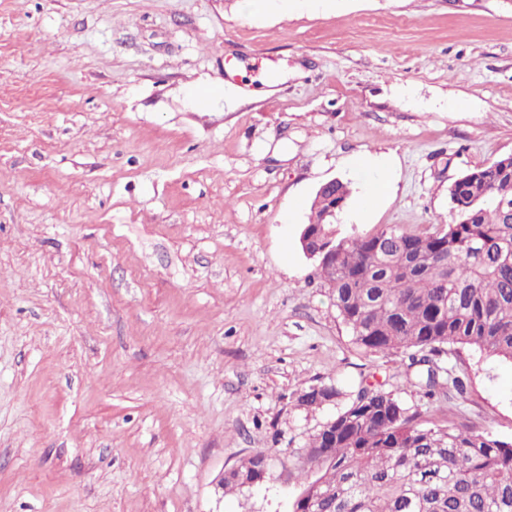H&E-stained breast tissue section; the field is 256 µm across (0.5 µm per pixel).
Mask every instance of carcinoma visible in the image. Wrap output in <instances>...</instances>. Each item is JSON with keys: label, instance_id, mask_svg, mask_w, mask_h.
<instances>
[{"label": "carcinoma", "instance_id": "cac0c4a2", "mask_svg": "<svg viewBox=\"0 0 512 512\" xmlns=\"http://www.w3.org/2000/svg\"><path fill=\"white\" fill-rule=\"evenodd\" d=\"M350 187L310 205L302 252L321 265L341 322L367 352L408 355L429 398L462 395L466 383L431 368L451 346L512 363V155L475 168L449 189L455 224L430 233L388 226L344 235L324 215ZM345 398L334 382L310 387L297 406ZM301 495L313 512H512V441L455 426L428 427L390 392L362 386L309 436L298 458ZM258 454L225 478L224 493L271 474Z\"/></svg>", "mask_w": 512, "mask_h": 512}]
</instances>
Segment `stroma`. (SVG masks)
I'll list each match as a JSON object with an SVG mask.
<instances>
[{
  "instance_id": "1",
  "label": "stroma",
  "mask_w": 512,
  "mask_h": 512,
  "mask_svg": "<svg viewBox=\"0 0 512 512\" xmlns=\"http://www.w3.org/2000/svg\"><path fill=\"white\" fill-rule=\"evenodd\" d=\"M244 3L0 0V512H289L296 476L214 482L299 453L330 380L512 439L511 363L451 351L467 391L427 399L298 242L335 178L344 233L457 222L512 154V0ZM345 396L342 387L330 381V383L312 386L304 391L298 397L297 405L304 408H319L325 404L336 403ZM273 462L274 460L271 457L257 454L246 462H243L240 467V472L230 477H226L225 481L224 475L230 472L231 469H236L239 463L230 469L225 470V473L223 471L215 481V494L221 499L224 498V494L243 491L246 489L242 488L243 480L245 478L249 479L252 475L261 473L263 469L269 476L273 468Z\"/></svg>"
}]
</instances>
